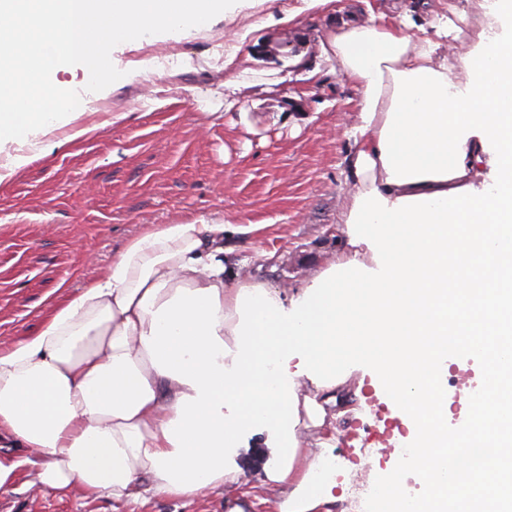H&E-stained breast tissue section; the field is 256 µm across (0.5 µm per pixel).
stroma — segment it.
<instances>
[{"label":"stroma","mask_w":512,"mask_h":512,"mask_svg":"<svg viewBox=\"0 0 512 512\" xmlns=\"http://www.w3.org/2000/svg\"><path fill=\"white\" fill-rule=\"evenodd\" d=\"M391 14L392 0H245L197 29L148 30L108 47L121 78L93 79L81 57H64L56 78L102 127L68 152L32 160L0 184V337L37 329L67 291L111 265L151 224L247 225L224 246L253 279L305 284L342 249L337 222L346 154L338 129L356 112V90L322 51L325 26L350 12ZM231 44L217 62V40ZM176 52L167 72L156 54ZM124 113L112 122L113 113ZM331 450L342 479L370 485L393 465L366 430L402 421L371 378L354 372ZM0 512H113L108 499L0 491Z\"/></svg>","instance_id":"obj_1"}]
</instances>
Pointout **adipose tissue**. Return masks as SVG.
I'll return each mask as SVG.
<instances>
[{"label":"adipose tissue","mask_w":512,"mask_h":512,"mask_svg":"<svg viewBox=\"0 0 512 512\" xmlns=\"http://www.w3.org/2000/svg\"><path fill=\"white\" fill-rule=\"evenodd\" d=\"M229 0H0V183L46 156L38 137L73 107L55 80L80 56L112 80L108 42L207 24ZM456 56L466 11L433 34L352 13L326 33L360 94L339 216L347 249L301 293L227 257L226 224L143 230L30 335L0 343V490L14 484L141 505L248 497L229 461L267 433L261 489L278 512H340L330 410L366 367L420 446L416 494L394 472L378 512H501L512 497V0ZM478 362L447 429L449 355Z\"/></svg>","instance_id":"obj_1"}]
</instances>
